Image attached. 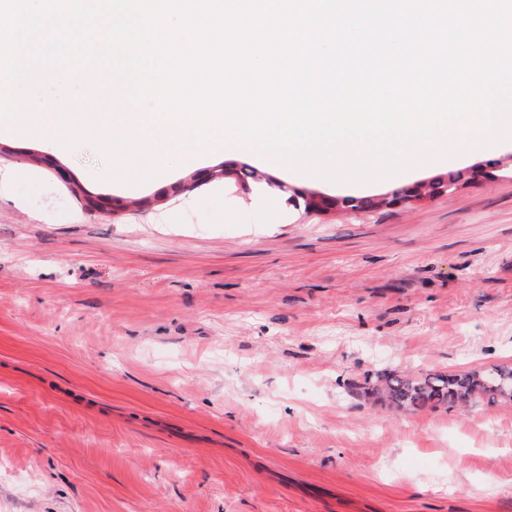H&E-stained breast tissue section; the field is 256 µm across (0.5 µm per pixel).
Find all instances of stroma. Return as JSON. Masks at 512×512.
I'll return each mask as SVG.
<instances>
[{"instance_id": "stroma-1", "label": "stroma", "mask_w": 512, "mask_h": 512, "mask_svg": "<svg viewBox=\"0 0 512 512\" xmlns=\"http://www.w3.org/2000/svg\"><path fill=\"white\" fill-rule=\"evenodd\" d=\"M0 140V512H512V402L401 413L351 390L512 366V140L366 185L248 154L165 193ZM223 163L276 184L195 185ZM491 169L406 208L307 212ZM79 184L105 205L89 209Z\"/></svg>"}]
</instances>
